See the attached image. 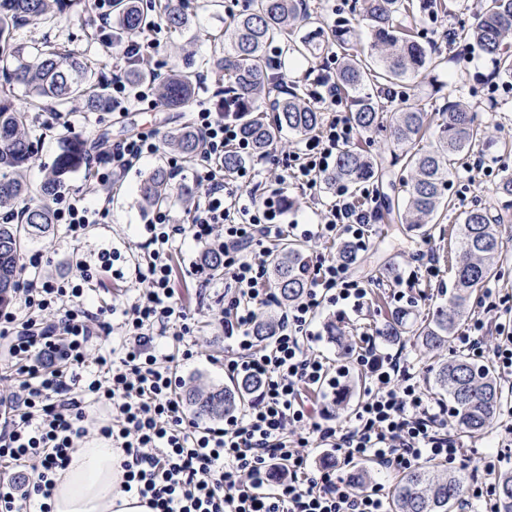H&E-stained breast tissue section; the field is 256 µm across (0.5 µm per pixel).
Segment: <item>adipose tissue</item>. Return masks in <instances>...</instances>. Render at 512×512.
Listing matches in <instances>:
<instances>
[{
    "label": "adipose tissue",
    "mask_w": 512,
    "mask_h": 512,
    "mask_svg": "<svg viewBox=\"0 0 512 512\" xmlns=\"http://www.w3.org/2000/svg\"><path fill=\"white\" fill-rule=\"evenodd\" d=\"M121 453L102 441L80 449L57 478L52 512H153L145 500L122 492Z\"/></svg>",
    "instance_id": "ef3b65f1"
}]
</instances>
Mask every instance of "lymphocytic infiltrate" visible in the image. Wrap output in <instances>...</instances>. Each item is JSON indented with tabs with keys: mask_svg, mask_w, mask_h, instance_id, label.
<instances>
[{
	"mask_svg": "<svg viewBox=\"0 0 512 512\" xmlns=\"http://www.w3.org/2000/svg\"><path fill=\"white\" fill-rule=\"evenodd\" d=\"M321 70L308 102L329 119L283 152L276 189L260 196L224 180L225 153L251 152L239 125L219 108L197 105L194 126L205 154L192 177L200 193L186 223H175L170 210L154 212L146 241L150 259L136 270L143 289L121 311L125 338L117 346L91 353L99 317L112 306L93 310L89 303L119 252H100L94 266L79 264L68 289L36 278L22 284L26 307L54 309L58 317L42 326L11 313L0 318L9 358L30 377L0 399V469L30 472L23 485L0 481V512H51L57 472L68 467L78 442L92 431L122 450L121 489L147 500L153 512H388L382 484L354 486L344 476L349 464L372 461L403 475L429 461L452 470L465 465L461 444L444 431L447 407L432 403L400 355L381 353L374 336H363L353 353L367 384L350 425L326 424L324 413L307 399L310 391L335 399L342 375L312 352L315 318L327 306L358 314L368 301L367 282L352 279L347 263L312 259L304 296L282 313L274 336L264 344L252 336L259 310L271 300L268 241L286 232L308 242L339 237L360 252L367 247V226L375 221L374 198H358L341 187L316 223L286 218L281 185L317 191L338 148L357 137L331 60ZM159 151L151 132L113 141L98 161V183L114 188L130 168ZM104 213L80 194L55 200L56 222L76 241ZM186 240L224 254L221 321L241 352L225 363V375L245 372L262 381L256 400L225 416L220 427L199 426L188 415L178 394L181 378L170 366L173 357L194 356L193 317L172 287V248ZM488 327V321H472L456 336L455 347L511 375L512 343L488 346ZM316 452L326 464L312 463Z\"/></svg>",
	"mask_w": 512,
	"mask_h": 512,
	"instance_id": "1",
	"label": "lymphocytic infiltrate"
}]
</instances>
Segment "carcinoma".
Here are the masks:
<instances>
[{
  "label": "carcinoma",
  "mask_w": 512,
  "mask_h": 512,
  "mask_svg": "<svg viewBox=\"0 0 512 512\" xmlns=\"http://www.w3.org/2000/svg\"><path fill=\"white\" fill-rule=\"evenodd\" d=\"M82 0H0V309L14 304L16 289L24 269L25 256L33 241L50 232L54 224L50 202L69 175L90 166L87 142L63 123L55 137L59 152L40 183L23 179V172L38 159L42 134L32 124L31 113L103 112L111 107L105 84L97 71L69 45L46 44L34 50L18 41L16 32L29 21L52 25L72 5ZM303 0H248L245 10L230 17L228 39L207 56L191 58L182 69L171 71L160 83L159 101L168 110L186 112L198 90L199 70L206 69L224 78V91L234 100V112L244 136L261 155L272 146L280 131L312 134L323 121V113L311 109L293 87L278 99L276 116L267 119L260 103L280 91L269 73L266 50L277 38H286L284 50L292 57L314 53V38L295 32L317 23L302 5ZM410 0H364L361 22L368 28L371 49L368 59L353 50L355 30L338 24L324 39L322 50L340 51L342 64L333 78L350 98L349 119L360 132L382 131L393 146L391 166L403 162L410 177L399 178L405 196L392 220L403 230L416 228L421 237H432L425 220L452 206L447 196L449 177L471 146L487 138L488 127L460 103L448 102L442 109L441 135L435 145L423 140L432 113L420 104H409L388 112L389 99L371 88L396 86L437 66V57L428 53L403 24ZM115 17V38L148 32L158 17L175 32H191L197 23L174 0H110ZM512 32V0H480L476 25L464 40L490 59L491 76L512 82V47L504 39ZM25 91V106L13 101L14 86ZM171 149L184 162L193 163L204 150L202 136L189 124L173 131ZM384 160L352 145L341 148L335 166L321 177L330 187H353L359 183L379 184L388 177ZM171 177L160 165L139 186L142 202L150 208L167 205ZM23 220L13 219L15 212ZM459 253L455 258V280L448 302L436 307L432 316L420 322L415 336L422 348L437 351L452 340L460 322L470 313V301L482 294L499 274L506 259L499 227L512 221L507 214L493 215L485 207L460 213ZM201 264L213 277L224 274V254L209 251ZM272 286L282 303L299 300L305 291L306 256L304 246L295 241L276 244L269 251ZM409 314L391 313L382 337L399 342L406 333ZM435 385L448 395L457 438L482 433L500 417L502 391L495 371L465 355L442 359L437 364ZM261 387L254 375H242L229 386L213 384L205 390L192 387L187 395L194 414L202 419L222 420L240 409ZM465 478L443 466L429 462L401 477L391 491L392 512H452L465 497ZM495 512H512V471L497 475L494 484Z\"/></svg>",
  "instance_id": "obj_1"
}]
</instances>
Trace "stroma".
Masks as SVG:
<instances>
[{
    "mask_svg": "<svg viewBox=\"0 0 512 512\" xmlns=\"http://www.w3.org/2000/svg\"><path fill=\"white\" fill-rule=\"evenodd\" d=\"M311 10L319 19L322 31H330L334 24L354 25L356 50H365L370 46V34L364 25L359 24L362 0H336L328 4L327 0H307ZM188 12L197 14L200 27L196 35H180L168 27H161L156 39L158 46L151 50L148 59L157 73H165L172 68L183 67L188 56L209 54L214 41L224 35V22L217 17L208 5V0H185ZM476 0H465L463 6L452 14H433L417 8L409 14L407 23L420 36L425 47L441 46L440 64L432 71L423 73L400 86V96L389 103L390 109H398L405 103L423 100L429 111H436L451 101L467 103L476 112L479 121L487 125L489 136L477 143L473 151L492 159L498 170L512 172V152L505 151L504 141H512V96L503 97L497 103L488 101V85L482 77L488 74L491 63L479 53L466 49L464 43H448L447 34L463 27H471L475 22ZM112 30L105 27L99 18L98 10L81 12L70 10L61 15L54 28H43L29 23L18 30L17 36L22 43H33L50 39L57 42H71L85 55L87 62L95 69L111 73L117 64V52L112 47ZM37 129L44 132L45 138L40 146L39 158L27 171L29 182H39L44 175L45 165L51 164L58 152V144L53 136L55 126L62 121L68 122L73 131L90 143H97L102 133H109L111 139L122 137L123 126L136 125L138 131L155 130L159 137L180 127L187 115L173 112L162 107H147L141 111L119 112H82L79 110L55 114L37 112L33 115ZM174 154L162 149L159 154L146 159L131 170L122 184L112 192V203L108 214L100 223L90 225L82 240L74 241L67 236L64 225H55L50 235L35 239L30 249L43 255L42 271L46 277L64 285L77 273L80 262L96 263L102 250H115L121 255L116 261V274H104V283L98 295L109 302L123 305L133 300L138 284L135 279L137 265L145 264L148 252L143 247L147 238L145 226L152 219V211L143 209L139 204L138 187L141 179L155 166L170 163ZM464 170H457L451 176L449 193L455 206L439 217L433 227L431 240H422L417 231H407L397 236H389L388 226L384 223L369 225V245L361 253L354 266V277L369 281V304L360 314H340L337 308H324L316 319L314 329L318 334L312 343L314 353L329 357L332 364H345L338 347L326 332L327 322H335L346 336L359 339L373 330L382 329L396 306L394 294L398 289L397 280L414 276V286L422 299L412 310L415 319H422L432 313L436 299L449 293L454 271L448 260L456 253L458 239L453 232L457 230L460 211L475 205L500 211L505 200L496 192L497 178L484 177L476 172L471 175V185H464ZM431 254L439 270L438 277L431 278L418 260V253ZM199 253L192 243L183 244L181 250L173 252L171 262L174 267L175 295L182 304L189 307L195 317V340L197 355L193 360L178 369L184 383L204 385L226 382L225 360L234 358L231 341L224 335L219 321L224 306V283L209 279L196 272L194 265ZM392 267L389 277L378 278L379 269ZM382 352H403L414 365V379L427 395H434L432 369L436 359L433 354L421 350L413 336H406L400 345L379 341ZM346 365V364H345Z\"/></svg>",
    "mask_w": 512,
    "mask_h": 512,
    "instance_id": "35a3bbf8",
    "label": "stroma"
}]
</instances>
